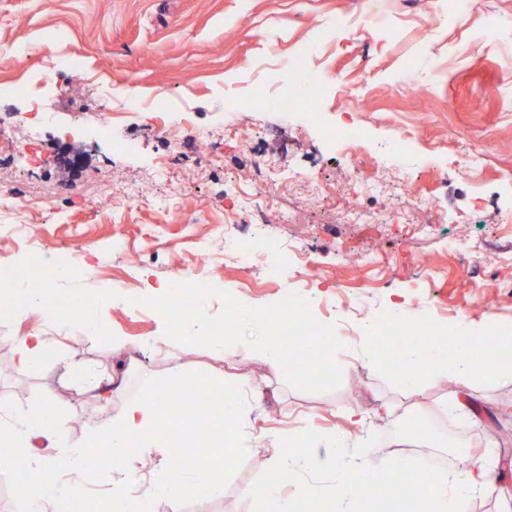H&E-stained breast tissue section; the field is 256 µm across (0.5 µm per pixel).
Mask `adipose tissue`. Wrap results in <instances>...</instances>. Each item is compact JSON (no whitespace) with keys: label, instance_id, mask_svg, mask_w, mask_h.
Here are the masks:
<instances>
[{"label":"adipose tissue","instance_id":"obj_1","mask_svg":"<svg viewBox=\"0 0 512 512\" xmlns=\"http://www.w3.org/2000/svg\"><path fill=\"white\" fill-rule=\"evenodd\" d=\"M398 345V367L406 386H414L423 374L441 373L460 380L512 378V331L483 320L449 327L445 337L404 336ZM155 400H134L113 414L107 426L89 440L70 444L61 453L34 451V438L55 445L68 424L57 410L56 398L46 394L38 411L14 412L0 423V467L22 462L37 473L34 481L16 485L15 495L31 512L62 495L75 473L112 471L120 481L112 489L113 512H128L122 484L136 467L147 466L170 443L187 431L179 421L165 422ZM482 459H471L463 468L431 475L426 480L422 512H468V500L477 494H493L492 479L484 475Z\"/></svg>","mask_w":512,"mask_h":512}]
</instances>
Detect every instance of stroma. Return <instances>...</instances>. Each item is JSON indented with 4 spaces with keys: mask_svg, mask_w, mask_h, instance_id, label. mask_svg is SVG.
<instances>
[{
    "mask_svg": "<svg viewBox=\"0 0 512 512\" xmlns=\"http://www.w3.org/2000/svg\"><path fill=\"white\" fill-rule=\"evenodd\" d=\"M380 26L363 28L365 17ZM0 81L49 71L52 116L39 137L14 124L0 137V209L25 186L24 216L41 258L74 256L90 271L84 285L112 291L101 315L115 335L103 345L82 330L19 314L0 324V418L35 410L54 394L68 418L65 441L89 438L138 387L141 378L198 370L238 384L269 366L246 346L224 356L210 349L157 343L159 316L131 303L153 286L203 273L199 248H217L225 229L251 238L256 257L242 271L215 260L214 286L259 307L303 291L327 304L319 320L336 327L345 347L343 378L361 388L304 393L284 381L259 384L248 397L243 428L248 461L219 498L185 508L157 501L152 512H252L251 461L267 456L262 432L288 435L300 419L349 439L378 435L367 460L393 458L406 417L424 429L413 456L487 455L495 482L470 512H512V380L460 383L435 376L406 389L394 369L397 351L368 333L382 308L402 304L411 322L491 316L512 329V0H476L457 13L454 0H0ZM285 72L299 95L318 100L324 124L355 121L367 132L360 153L333 146L304 108H241L239 133L227 132L224 98ZM168 94L189 122L161 134L149 103ZM115 118L109 136L99 126ZM413 152L392 158L397 128ZM134 142L125 150V142ZM481 149L480 173L463 156ZM367 164H360V156ZM167 163L160 176L159 163ZM261 186L267 222L255 226L236 207L238 187ZM413 178L430 207L404 201ZM325 199H316L313 183ZM122 195L152 189L149 201L105 208L101 184ZM374 211L375 224H348L349 204ZM467 243L453 252L449 242ZM305 254L304 268L293 260ZM42 330L46 356L16 364L24 336ZM379 356L368 364L365 345ZM94 368L117 393L98 394L75 379Z\"/></svg>",
    "mask_w": 512,
    "mask_h": 512,
    "instance_id": "obj_1",
    "label": "stroma"
}]
</instances>
